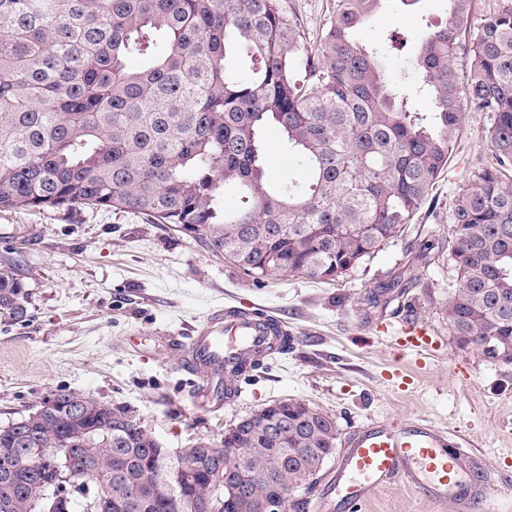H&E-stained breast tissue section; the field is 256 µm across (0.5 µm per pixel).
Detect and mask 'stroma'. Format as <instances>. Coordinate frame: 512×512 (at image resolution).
<instances>
[{
  "mask_svg": "<svg viewBox=\"0 0 512 512\" xmlns=\"http://www.w3.org/2000/svg\"><path fill=\"white\" fill-rule=\"evenodd\" d=\"M308 42L336 19V0H281ZM445 0H383L357 32L377 51L391 85L412 88L411 67ZM488 113L466 108L448 166L400 238L343 280L282 274L255 281L223 257L131 211L76 205L0 211V263L25 286L24 320L0 317V426L66 389L128 411L165 448L223 441L229 425L276 400L297 399L331 416L339 437L369 421L421 417L471 442L469 475L490 485L499 512H512V365L459 349L448 329L451 206L473 175L492 164ZM401 278L404 295L375 306L365 292ZM275 310L288 328L286 353L240 377L219 410L196 407L194 378L174 358L155 356L152 336L189 335L218 304ZM431 337L423 357L399 353L404 321ZM134 335L142 345L131 348ZM368 512H453L396 483L375 491Z\"/></svg>",
  "mask_w": 512,
  "mask_h": 512,
  "instance_id": "obj_1",
  "label": "stroma"
}]
</instances>
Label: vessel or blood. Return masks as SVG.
<instances>
[{"label": "vessel or blood", "instance_id": "1", "mask_svg": "<svg viewBox=\"0 0 512 512\" xmlns=\"http://www.w3.org/2000/svg\"><path fill=\"white\" fill-rule=\"evenodd\" d=\"M281 320L271 312H243L216 307L187 339L159 336L155 350L176 355L182 370L197 379L192 402L220 409L224 365L237 357L264 350ZM398 350L423 353L431 345L426 327L404 322L394 336ZM330 481L345 512H361L372 492L398 481L439 503L454 504L465 512L470 500L481 501L486 512H497L494 493L487 485L463 478L461 456L448 451V435L419 419L403 425L367 424L357 427L344 443Z\"/></svg>", "mask_w": 512, "mask_h": 512}]
</instances>
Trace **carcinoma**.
I'll use <instances>...</instances> for the list:
<instances>
[{
	"mask_svg": "<svg viewBox=\"0 0 512 512\" xmlns=\"http://www.w3.org/2000/svg\"><path fill=\"white\" fill-rule=\"evenodd\" d=\"M383 0H336V20L316 53L280 0H0V209L89 205L133 211L206 245L253 279L292 274L338 281L404 231L452 152L463 104L491 116L495 164L456 196L448 229L453 284L446 315L456 344L484 353L512 340V6L484 23L471 46L465 87L457 80L470 0H448L445 24L428 32L413 67L433 103L413 110L388 83L378 55L354 31ZM165 41L156 50L158 38ZM244 52L251 73L230 60ZM133 55L147 57L138 69ZM305 59L308 82L296 78ZM276 127L301 173L268 184L265 130ZM232 189L239 206H224ZM24 285L0 266V315L26 316ZM259 365L242 361L224 390ZM122 408L88 397L76 423L48 419L35 447L64 440L72 468L91 480L66 512H95L153 479V436L135 419L112 428ZM253 420L241 432L265 477L250 485L297 487L307 510L336 451L337 429L317 408L279 433ZM224 474H198L203 497ZM44 471L17 461L0 477L11 512L32 504Z\"/></svg>",
	"mask_w": 512,
	"mask_h": 512,
	"instance_id": "1",
	"label": "carcinoma"
}]
</instances>
